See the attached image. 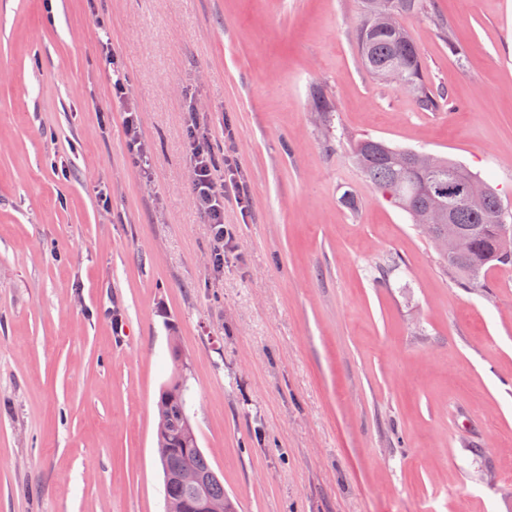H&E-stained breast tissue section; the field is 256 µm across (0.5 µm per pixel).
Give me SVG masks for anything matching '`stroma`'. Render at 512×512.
Listing matches in <instances>:
<instances>
[{"mask_svg":"<svg viewBox=\"0 0 512 512\" xmlns=\"http://www.w3.org/2000/svg\"><path fill=\"white\" fill-rule=\"evenodd\" d=\"M426 3L439 111L364 68L357 0H0V512H164L178 374L234 512H512V267L459 285L351 158L460 162L512 213V0ZM196 138L251 195L218 267Z\"/></svg>","mask_w":512,"mask_h":512,"instance_id":"1","label":"stroma"}]
</instances>
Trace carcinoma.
Returning a JSON list of instances; mask_svg holds the SVG:
<instances>
[{
	"label": "carcinoma",
	"instance_id": "1",
	"mask_svg": "<svg viewBox=\"0 0 512 512\" xmlns=\"http://www.w3.org/2000/svg\"><path fill=\"white\" fill-rule=\"evenodd\" d=\"M374 2L359 0L361 19L356 33V47L362 64L371 74L389 65L404 67L409 90L416 96L421 108L429 111L443 108L445 101L434 96L425 84L420 52L409 34H404V40L399 41L391 34L373 28L370 5ZM311 99L314 111L326 117L334 111L333 103L322 90H313ZM411 153V149L393 147L383 140L372 138L361 139L353 146L354 161L364 176L382 197L407 212L417 225L430 196L418 191L421 178L414 170H397L390 163L394 155ZM441 167L455 174L456 183L443 184V193L435 196V199L445 207H453V216L461 231V243L455 257H445L443 263L462 287L483 288L490 270L512 265V246L502 242L496 230L502 199L490 187L485 196L478 200L467 198L458 190V186L477 179L476 174L446 158L442 159ZM186 391V385L176 378L160 391L157 402L159 422L172 440L183 438L190 425L186 412ZM161 466L164 471L190 467L209 478L207 491L210 496L224 497V480L214 471L196 438L185 447L172 449L170 455L161 461Z\"/></svg>",
	"mask_w": 512,
	"mask_h": 512
}]
</instances>
